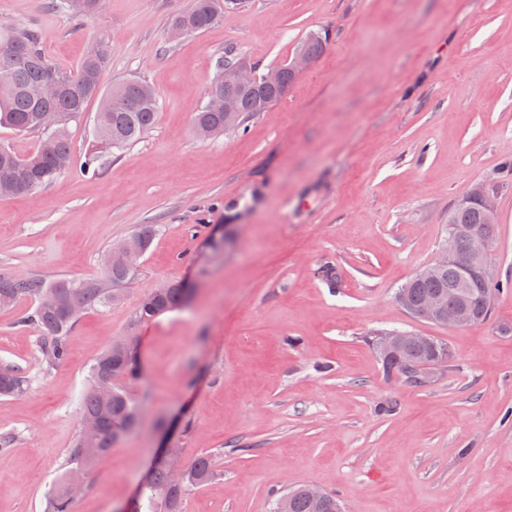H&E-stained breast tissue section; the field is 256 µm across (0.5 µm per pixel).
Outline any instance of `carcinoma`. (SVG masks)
<instances>
[{
  "label": "carcinoma",
  "mask_w": 512,
  "mask_h": 512,
  "mask_svg": "<svg viewBox=\"0 0 512 512\" xmlns=\"http://www.w3.org/2000/svg\"><path fill=\"white\" fill-rule=\"evenodd\" d=\"M245 0H193L189 10L176 16L171 27L182 26L187 31L201 33L224 16V10H238ZM66 8L75 20L96 11V0H65ZM329 41V35L311 33L299 48L318 57ZM109 64L108 55L98 58L83 57L71 70L63 68L45 55L38 31L31 26L12 28L0 32V127L14 132H39L43 139L52 140L48 152L37 148L33 153L20 155L8 146H0V198L27 196L55 177L64 173L72 161L71 143L66 126L80 120L90 102H98L92 123V149L87 155L85 170L95 174L102 166L103 156L121 152L134 144L154 126L160 104L154 90L144 81L130 78L106 89L102 74ZM55 75L62 83V92L54 99L43 98V85L48 75ZM233 100L235 115L211 112L203 105L196 112L193 125H208L221 131L235 132L244 129L254 117L259 98L277 102L281 95L272 89H225ZM51 110L60 113L62 120L50 130L40 124V113ZM487 225L491 236H497L498 225L486 224L478 204L452 206L448 211V228L457 231V248L468 250L470 242L465 235L473 225ZM136 272L112 262L107 256L104 274L96 279L69 280L60 278L43 281L25 277H0V307L22 299L33 302V309L22 324L38 332V348L49 365L62 363L68 355V334L78 319L66 306L74 294L81 300V310H96L118 301L123 296L122 287L130 283ZM316 276L332 290L340 288L335 268L323 263L316 269ZM459 273L453 263L443 266L431 277L410 278L397 295L405 309L417 316L423 300L434 293L443 292L453 305L459 301ZM500 293V282L486 285L476 279L467 288V299L473 302L487 298L481 320L492 313V300ZM186 290L171 282L145 294L135 312V322L151 321L159 315L185 307ZM126 338L116 341L94 361L86 382L80 420L93 419L99 423L94 441H89L83 431H77L70 448L66 450L65 470L59 487L46 500V512H72L74 498L67 487L68 475L77 470L87 471L95 460L112 450L118 437L133 430L138 424V401L131 396L127 384L140 375L137 356L122 351ZM448 349L438 339L429 345H412L403 350L402 359L411 364L435 365V356ZM27 386V378L14 365L0 363V397H17ZM222 476L214 459L209 455L198 457L189 467L186 480L179 491H174L169 473L164 468L155 470L142 495V512H184L186 492L204 486ZM287 512H336L341 506L334 494L319 503L311 500L299 486L285 492Z\"/></svg>",
  "instance_id": "carcinoma-1"
}]
</instances>
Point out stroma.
<instances>
[{
  "instance_id": "stroma-1",
  "label": "stroma",
  "mask_w": 512,
  "mask_h": 512,
  "mask_svg": "<svg viewBox=\"0 0 512 512\" xmlns=\"http://www.w3.org/2000/svg\"><path fill=\"white\" fill-rule=\"evenodd\" d=\"M190 5L105 0L78 24L48 0H0V27L36 28L55 63L76 68L104 41V86L137 77L160 103L154 127L95 177L85 112L69 125L70 169L0 199L2 277L96 278L113 244L159 227L125 299L77 319L61 364L47 366L21 324L31 301L0 309V362L29 378L0 398V512H45L90 367L122 336L141 339L129 391L142 415L86 474L73 512L125 506L175 417L183 462L207 453L222 472L187 492L185 512H270L308 484L346 512H512V289L463 328L396 299L478 186L494 192L492 253L512 281V0H249L170 39ZM319 30L330 41L284 97L243 131L196 138L226 51L264 71ZM205 220L226 223L223 252L205 246ZM326 261L338 292L315 275ZM183 279L188 306L135 323L143 294ZM393 328L446 342L447 369L421 387L385 375L366 336Z\"/></svg>"
}]
</instances>
